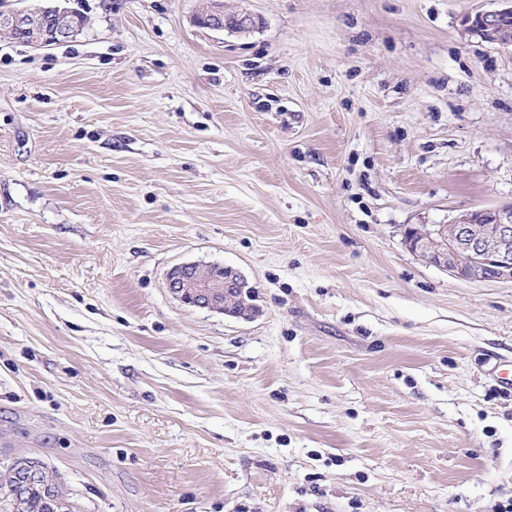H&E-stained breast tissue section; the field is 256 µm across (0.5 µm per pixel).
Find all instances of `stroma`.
I'll return each instance as SVG.
<instances>
[{
    "label": "stroma",
    "mask_w": 512,
    "mask_h": 512,
    "mask_svg": "<svg viewBox=\"0 0 512 512\" xmlns=\"http://www.w3.org/2000/svg\"><path fill=\"white\" fill-rule=\"evenodd\" d=\"M207 3L0 40V460L71 512H512V282L403 239L512 203L499 0ZM188 262L259 315L182 305ZM193 22L200 27L228 33H246L253 30L257 24L255 18L246 12L225 14L222 0H211L206 12L198 15L196 20L194 17ZM501 8L478 14L470 23L469 31L481 39H493L497 42L507 39L512 32H508L500 26L501 19L512 14V1L499 0ZM166 287L181 304L224 315L251 319L257 313L250 300L248 279L231 266L182 263L167 273Z\"/></svg>",
    "instance_id": "stroma-1"
}]
</instances>
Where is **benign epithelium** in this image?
I'll return each mask as SVG.
<instances>
[{
	"label": "benign epithelium",
	"instance_id": "1",
	"mask_svg": "<svg viewBox=\"0 0 512 512\" xmlns=\"http://www.w3.org/2000/svg\"><path fill=\"white\" fill-rule=\"evenodd\" d=\"M502 7L477 15L469 31L482 39L497 42L512 37L500 26L501 19L512 14V0H500ZM37 10L1 9L0 33L17 35L32 47L56 45L77 35L64 23L52 31L43 25ZM194 23L215 31L246 33L256 27L255 18L240 12L224 13L222 0H211L205 13ZM404 243L426 262L445 270L462 281H512V204L501 208L473 210L458 215L448 224H422L404 232ZM166 287L181 304L224 315L251 319L255 316L250 300L248 279L231 266L182 263L167 273ZM6 468L12 484L0 490V509L18 512L22 494L36 484L43 485L44 504L50 512H61L68 502L60 481L36 458L17 456Z\"/></svg>",
	"mask_w": 512,
	"mask_h": 512
}]
</instances>
